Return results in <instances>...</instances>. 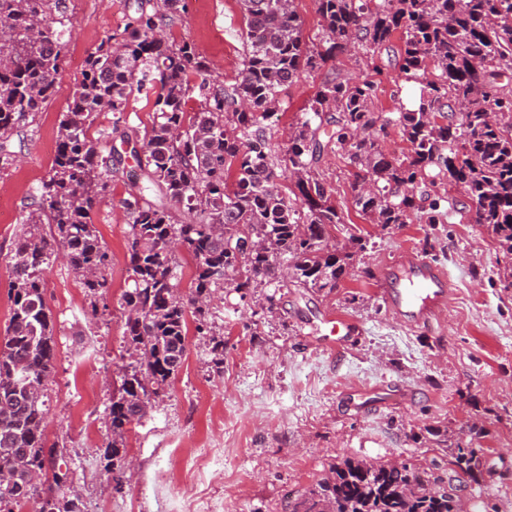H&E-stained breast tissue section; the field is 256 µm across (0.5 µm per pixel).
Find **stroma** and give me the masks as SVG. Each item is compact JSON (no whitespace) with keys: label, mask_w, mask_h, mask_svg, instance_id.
Masks as SVG:
<instances>
[{"label":"stroma","mask_w":512,"mask_h":512,"mask_svg":"<svg viewBox=\"0 0 512 512\" xmlns=\"http://www.w3.org/2000/svg\"><path fill=\"white\" fill-rule=\"evenodd\" d=\"M133 0H71L68 54L57 93L27 127L16 165L0 170V334L10 318L11 255L24 203L47 176L59 117L89 55L122 29ZM172 33L189 40L211 72L234 81L242 69V15L237 0H187ZM383 69L374 105L413 108L422 85L394 81L387 57L339 55L335 64L301 71L267 120L285 153L288 132L327 76L363 80ZM346 223L367 235L365 253L330 295L294 284L278 288L275 309L256 295L227 288L211 301L213 337L189 334L176 376L140 422L127 426L123 452L133 467L123 493L112 490L105 453L112 440V391L130 362L123 340L122 294L130 283L124 201L115 176L92 217L112 257L106 295H92L63 259L44 274L54 317L56 360L48 386L47 446L52 475L72 478L85 512H288V503L320 479L329 463L354 458L379 465L404 461L448 474L443 439L476 447L478 482L459 492L463 512H505L512 502V288L505 258L486 226L475 223L463 187L448 186V211L437 224L380 229L351 204L345 160L320 164ZM413 251L446 268L452 292L433 330L404 326L378 294L383 266ZM355 330L342 347H324L313 331L325 312ZM224 341L221 357L212 338Z\"/></svg>","instance_id":"obj_1"}]
</instances>
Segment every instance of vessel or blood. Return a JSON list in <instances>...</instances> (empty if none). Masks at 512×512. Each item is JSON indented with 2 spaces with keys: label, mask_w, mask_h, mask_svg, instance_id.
<instances>
[{
  "label": "vessel or blood",
  "mask_w": 512,
  "mask_h": 512,
  "mask_svg": "<svg viewBox=\"0 0 512 512\" xmlns=\"http://www.w3.org/2000/svg\"><path fill=\"white\" fill-rule=\"evenodd\" d=\"M449 293L447 271L410 253L386 266L379 280V295L384 304L411 328H433L448 304ZM352 331L348 320L330 313L315 327L316 334L326 341H344Z\"/></svg>",
  "instance_id": "b4317fda"
}]
</instances>
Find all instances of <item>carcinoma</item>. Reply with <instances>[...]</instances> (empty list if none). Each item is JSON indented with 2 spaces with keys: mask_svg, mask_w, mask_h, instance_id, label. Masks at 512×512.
I'll return each mask as SVG.
<instances>
[{
  "mask_svg": "<svg viewBox=\"0 0 512 512\" xmlns=\"http://www.w3.org/2000/svg\"><path fill=\"white\" fill-rule=\"evenodd\" d=\"M238 2L244 57L234 82L209 74L194 43L167 33L183 0H134L123 31L89 56L60 114L51 169L22 210L11 257L12 306L0 340V479L14 481L0 489L4 512L28 502L33 512H82L77 498L51 487L40 495L22 473L44 457L45 380L56 356L44 271L61 250L91 294L109 288L111 257L92 213L122 164L114 142L134 145L130 154L145 179L125 201L131 286L122 295L124 341L135 359L120 369L112 392L107 461L114 470L125 465L126 426L181 367L188 317L197 335L211 337L212 353L223 347L211 336L207 305L216 291L272 286L286 262L301 287L332 293L366 250L320 178L325 151L349 160L352 206L371 223H437L448 202L438 188L452 180L464 187L474 222L512 256V88L500 83L512 72V0H315L322 38L311 46L294 0ZM68 23L66 0H0V169L14 161L11 139L52 99ZM397 31L400 77L423 83L418 106L379 112L376 81L329 77L278 155L265 120L299 72L320 69L355 44L373 59ZM153 91V120L139 145L120 126L129 97ZM190 99L199 105L193 114L185 110ZM102 112L113 114L112 126L91 131ZM325 125L333 129L323 141ZM391 126L408 143L401 156L378 147ZM284 177L293 181L290 195L279 189ZM172 206L191 220L174 223ZM330 227L343 242L329 243ZM245 236L258 244L247 256L239 247ZM174 241L194 261L185 296ZM477 452L461 440L449 450L456 478L479 482ZM289 509L460 512V505L457 486L431 471L344 458Z\"/></svg>",
  "mask_w": 512,
  "mask_h": 512,
  "instance_id": "obj_1",
  "label": "carcinoma"
}]
</instances>
